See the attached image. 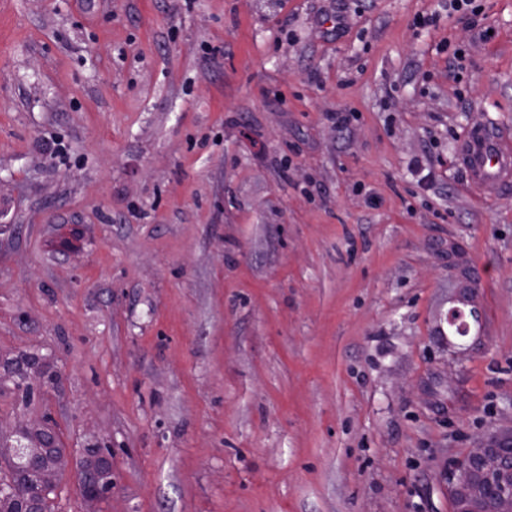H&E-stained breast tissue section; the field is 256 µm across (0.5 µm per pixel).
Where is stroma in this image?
Segmentation results:
<instances>
[{
    "label": "stroma",
    "mask_w": 512,
    "mask_h": 512,
    "mask_svg": "<svg viewBox=\"0 0 512 512\" xmlns=\"http://www.w3.org/2000/svg\"><path fill=\"white\" fill-rule=\"evenodd\" d=\"M441 3L0 0V360L49 376L0 462L51 413L55 512H452L512 426V182L456 157L512 136V0ZM458 160L470 183L485 195L495 194L512 178V142L496 128L469 130L461 140ZM457 270L456 279L458 281L456 304L448 312V322L452 323L453 314L464 316L468 314L473 322L479 323L481 309L476 299V290L472 286L467 268L454 264ZM98 449V448H97ZM97 449L86 450L93 458L88 460L80 476V489L87 499L95 500L112 491V468L102 471L99 466Z\"/></svg>",
    "instance_id": "35a3bbf8"
}]
</instances>
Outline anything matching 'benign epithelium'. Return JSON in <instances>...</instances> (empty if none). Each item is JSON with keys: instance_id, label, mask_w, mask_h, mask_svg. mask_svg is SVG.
I'll use <instances>...</instances> for the list:
<instances>
[{"instance_id": "obj_1", "label": "benign epithelium", "mask_w": 512, "mask_h": 512, "mask_svg": "<svg viewBox=\"0 0 512 512\" xmlns=\"http://www.w3.org/2000/svg\"><path fill=\"white\" fill-rule=\"evenodd\" d=\"M458 291L456 305L448 312V321L453 315H469L473 322L480 321L481 309L476 299L467 268L455 265ZM44 425L29 430L22 429L24 437H34L38 446L32 452L44 461L34 474L33 482L38 492L22 500L23 512H51L52 498L48 493H58L56 468L60 455L53 452L59 447L57 436ZM88 453V460L80 476V489L87 499L95 500L112 491V470L100 469L96 450ZM448 494L453 512H512V428L497 429L482 436L467 450L463 475H448Z\"/></svg>"}]
</instances>
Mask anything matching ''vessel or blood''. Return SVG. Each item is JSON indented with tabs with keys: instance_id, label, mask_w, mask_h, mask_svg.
Masks as SVG:
<instances>
[{
	"instance_id": "1",
	"label": "vessel or blood",
	"mask_w": 512,
	"mask_h": 512,
	"mask_svg": "<svg viewBox=\"0 0 512 512\" xmlns=\"http://www.w3.org/2000/svg\"><path fill=\"white\" fill-rule=\"evenodd\" d=\"M458 160L474 187L495 194L512 180V138L490 126L474 127L460 143Z\"/></svg>"
}]
</instances>
